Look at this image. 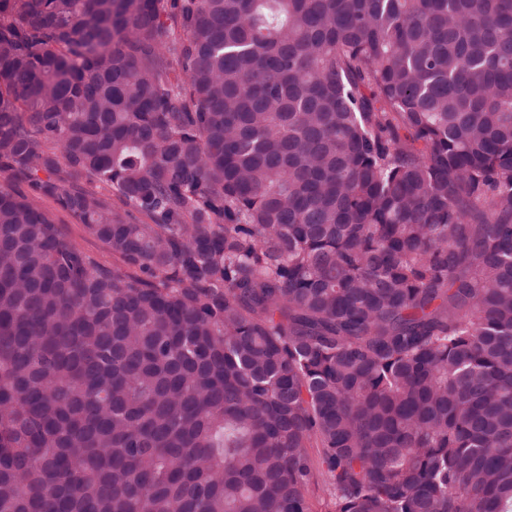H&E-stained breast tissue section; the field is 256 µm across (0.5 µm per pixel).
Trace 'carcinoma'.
<instances>
[{
  "instance_id": "obj_1",
  "label": "carcinoma",
  "mask_w": 512,
  "mask_h": 512,
  "mask_svg": "<svg viewBox=\"0 0 512 512\" xmlns=\"http://www.w3.org/2000/svg\"><path fill=\"white\" fill-rule=\"evenodd\" d=\"M0 173V512H512V0H0ZM15 186L29 198H32L34 204L41 210L49 214L55 224H61L69 238L74 241L81 249L92 255L96 260L112 265V255L95 238L90 236L82 224L77 223L68 213L61 210L53 198L33 192L26 184H11L7 179L0 175V186Z\"/></svg>"
}]
</instances>
